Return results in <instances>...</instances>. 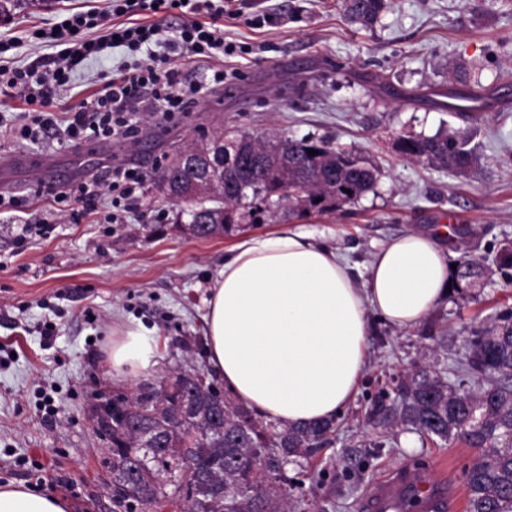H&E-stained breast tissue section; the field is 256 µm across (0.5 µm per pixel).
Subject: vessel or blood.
Instances as JSON below:
<instances>
[{
    "mask_svg": "<svg viewBox=\"0 0 512 512\" xmlns=\"http://www.w3.org/2000/svg\"><path fill=\"white\" fill-rule=\"evenodd\" d=\"M368 512H446L447 492L423 476L398 474L393 480L373 488L366 498Z\"/></svg>",
    "mask_w": 512,
    "mask_h": 512,
    "instance_id": "obj_1",
    "label": "vessel or blood"
}]
</instances>
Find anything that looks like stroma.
<instances>
[{
    "label": "stroma",
    "mask_w": 512,
    "mask_h": 512,
    "mask_svg": "<svg viewBox=\"0 0 512 512\" xmlns=\"http://www.w3.org/2000/svg\"><path fill=\"white\" fill-rule=\"evenodd\" d=\"M106 0H28L0 21V36L19 45L0 60L23 66L48 54L30 29L66 14L101 11ZM226 40L243 50L227 58L224 83L209 86L212 61L178 59L196 103L175 124L154 115L138 144L99 143L48 148L0 135V189L31 195L26 212L0 211V482L20 481L65 496L71 512H112L107 490L112 452L93 429V409L128 395L174 369L208 372L206 299L210 280L239 237L277 230L288 221L244 224L224 236H191L189 217L161 192L157 172L175 151L200 137L263 136L278 128L352 150L374 165L378 182L355 204L303 226L345 254L365 280L377 248L389 239L433 231L455 214L444 237L449 263L476 258L485 274L429 312L415 328L374 320L368 364L353 401L336 418V434L313 457L287 464L305 512H366L371 485L391 471L427 472L465 512V471L476 449L460 441L432 443L409 429L374 428L369 415L397 396L394 380L429 365L458 389H473L457 373L465 336L512 310V271L502 259L512 249V0H394L380 22L350 23L341 0H247L241 12L216 20ZM134 58L113 49L76 69L57 90L56 112L78 107ZM481 69L482 103L448 111L449 95H469L450 81L453 69ZM465 139L478 158L462 174L417 164L399 149L408 136L443 132ZM117 162L148 178L138 207L116 212L108 199L79 220L61 218L40 196L41 185L80 180ZM48 223L53 232L16 237L23 224ZM138 325L158 340L149 373L122 380L107 353L113 331ZM58 412L46 418L44 401ZM414 447H407V440ZM375 447L345 468L343 449Z\"/></svg>",
    "instance_id": "stroma-1"
}]
</instances>
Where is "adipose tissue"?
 I'll return each mask as SVG.
<instances>
[{
  "label": "adipose tissue",
  "instance_id": "ef3b65f1",
  "mask_svg": "<svg viewBox=\"0 0 512 512\" xmlns=\"http://www.w3.org/2000/svg\"><path fill=\"white\" fill-rule=\"evenodd\" d=\"M448 257L411 231L382 244L364 281L345 257L298 224L240 239L210 283L208 363L239 404L282 427L330 421L358 392L372 316L416 327L449 296ZM156 341L137 327L113 336L115 375L150 369ZM68 499L0 484V512H69Z\"/></svg>",
  "mask_w": 512,
  "mask_h": 512
}]
</instances>
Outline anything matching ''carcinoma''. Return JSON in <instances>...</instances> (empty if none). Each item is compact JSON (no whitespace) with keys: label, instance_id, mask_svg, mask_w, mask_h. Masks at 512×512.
Wrapping results in <instances>:
<instances>
[{"label":"carcinoma","instance_id":"1","mask_svg":"<svg viewBox=\"0 0 512 512\" xmlns=\"http://www.w3.org/2000/svg\"><path fill=\"white\" fill-rule=\"evenodd\" d=\"M392 0H343L350 21L378 22ZM410 159L448 171L468 168L474 156L448 134L404 138ZM314 150L309 154L308 150ZM175 186L195 174L161 169L159 179ZM377 169L353 152L325 140L289 138L279 145L271 131L243 143L224 161V185L188 209L187 230L197 237L222 236L239 224H266L283 207L298 218L334 214L374 190ZM224 211V224L206 225L209 213ZM483 274L467 257L455 287ZM460 371L478 380L475 392L460 391L427 370L397 384L400 404L376 406V425L409 426L430 440H459L479 455L466 472L467 512H512V314L464 339ZM97 433L112 445L113 512H141L147 505L178 502L181 512H301L303 499L283 465L308 458L336 433V422L279 429L258 420L212 382H197L180 370L117 395L94 409ZM177 467L183 475L167 480Z\"/></svg>","mask_w":512,"mask_h":512}]
</instances>
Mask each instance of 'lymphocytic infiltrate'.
Masks as SVG:
<instances>
[{
    "label": "lymphocytic infiltrate",
    "instance_id": "lymphocytic-infiltrate-1",
    "mask_svg": "<svg viewBox=\"0 0 512 512\" xmlns=\"http://www.w3.org/2000/svg\"><path fill=\"white\" fill-rule=\"evenodd\" d=\"M178 13L181 24L139 23L140 12ZM224 11L222 0H112L110 12H75L43 29L40 41L51 52L20 68L0 67V94L19 90L30 115L15 127L14 138L33 144L121 142L133 144L146 133L140 113H161L172 122L188 112L194 91L185 84L175 55L191 59H222L236 46L222 30L203 21L206 13ZM131 15V22L111 24L110 15ZM140 55L133 68L104 81L89 101L66 112L63 119L49 113L54 89L68 86L72 72L85 60H97L114 48ZM141 169L117 164L89 178L46 186L57 204L87 208L109 194L113 208H135L143 189Z\"/></svg>",
    "mask_w": 512,
    "mask_h": 512
}]
</instances>
